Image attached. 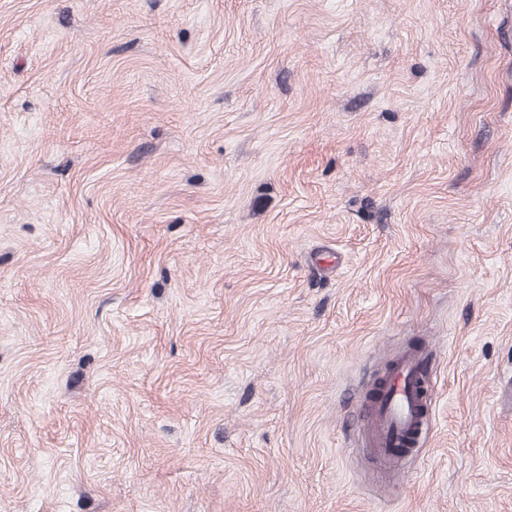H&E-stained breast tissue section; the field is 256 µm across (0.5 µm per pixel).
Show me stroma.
Wrapping results in <instances>:
<instances>
[{"label": "stroma", "instance_id": "1", "mask_svg": "<svg viewBox=\"0 0 512 512\" xmlns=\"http://www.w3.org/2000/svg\"><path fill=\"white\" fill-rule=\"evenodd\" d=\"M511 377L512 0H0V512H512ZM432 387L423 378L421 359L414 352L401 355L388 369L381 395L368 406L371 446L379 460H398L423 446L431 426ZM404 446L401 453L396 451Z\"/></svg>", "mask_w": 512, "mask_h": 512}]
</instances>
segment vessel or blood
I'll return each mask as SVG.
<instances>
[{"mask_svg":"<svg viewBox=\"0 0 512 512\" xmlns=\"http://www.w3.org/2000/svg\"><path fill=\"white\" fill-rule=\"evenodd\" d=\"M431 410L432 387L423 378L421 359L406 352L388 369L380 396L368 407V431L378 459L394 465L401 453L421 447Z\"/></svg>","mask_w":512,"mask_h":512,"instance_id":"b4317fda","label":"vessel or blood"}]
</instances>
